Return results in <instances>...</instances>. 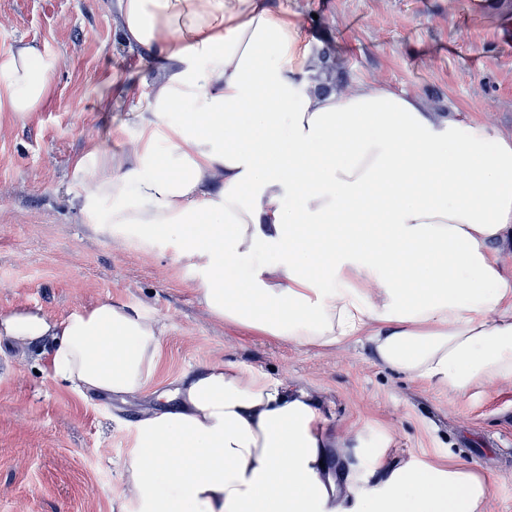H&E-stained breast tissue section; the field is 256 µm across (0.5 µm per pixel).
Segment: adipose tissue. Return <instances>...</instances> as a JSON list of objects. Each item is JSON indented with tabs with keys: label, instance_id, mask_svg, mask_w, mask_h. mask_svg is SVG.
I'll use <instances>...</instances> for the list:
<instances>
[{
	"label": "adipose tissue",
	"instance_id": "ef3b65f1",
	"mask_svg": "<svg viewBox=\"0 0 512 512\" xmlns=\"http://www.w3.org/2000/svg\"><path fill=\"white\" fill-rule=\"evenodd\" d=\"M122 42L148 54L112 129L130 149L77 157L85 223L176 236L178 260L225 326L304 346L361 345L376 364L460 394L512 382V129L378 82L323 90L294 14L272 0H115ZM57 57L19 43L0 112L46 98ZM163 329L104 299L60 320L0 316L79 396L143 390ZM124 467L137 512H485L467 462L371 456L331 473L346 442L309 390L232 362L183 371L135 423Z\"/></svg>",
	"mask_w": 512,
	"mask_h": 512
}]
</instances>
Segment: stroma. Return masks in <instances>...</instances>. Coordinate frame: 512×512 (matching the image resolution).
Wrapping results in <instances>:
<instances>
[{
	"label": "stroma",
	"mask_w": 512,
	"mask_h": 512,
	"mask_svg": "<svg viewBox=\"0 0 512 512\" xmlns=\"http://www.w3.org/2000/svg\"><path fill=\"white\" fill-rule=\"evenodd\" d=\"M113 0H0V63L17 42L57 56L42 106L0 114V315L39 310L62 319L109 298L165 326L162 363L146 389L86 400L45 360L0 340V512H136L123 478L133 422L154 392L189 367L235 362L309 389L348 445L390 458L474 465L486 512H512V384L476 396L427 388L370 361L357 346L279 343L214 319L175 262V238L140 250L85 223L70 200L73 162L94 147L122 151L110 132L125 90L155 76L124 46ZM314 48L331 46L349 81H381L512 128V10L491 0H274Z\"/></svg>",
	"instance_id": "stroma-1"
}]
</instances>
